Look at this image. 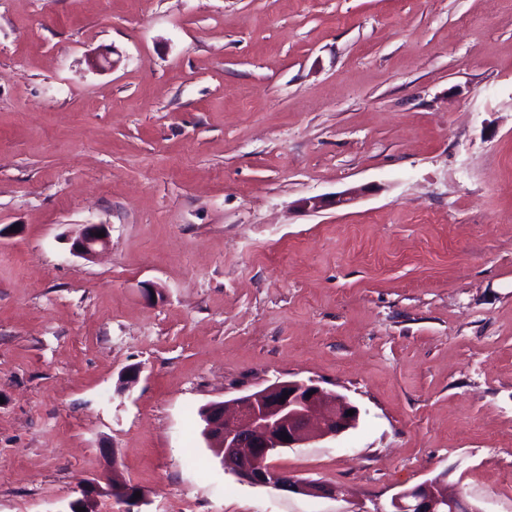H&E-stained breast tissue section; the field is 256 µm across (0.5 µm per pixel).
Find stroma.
Here are the masks:
<instances>
[{"instance_id":"35a3bbf8","label":"stroma","mask_w":512,"mask_h":512,"mask_svg":"<svg viewBox=\"0 0 512 512\" xmlns=\"http://www.w3.org/2000/svg\"><path fill=\"white\" fill-rule=\"evenodd\" d=\"M278 380L359 407L271 459L347 496L201 437ZM113 470L139 512H388L443 472L512 512V0H0V512ZM357 191H345L329 197H312L302 201L301 206L308 210L318 211L330 207H342L357 199ZM104 232V237H96V233ZM110 241V231L105 224H86L79 235L69 240V251L72 255L92 259L104 250Z\"/></svg>"}]
</instances>
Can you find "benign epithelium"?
I'll return each instance as SVG.
<instances>
[{
  "label": "benign epithelium",
  "mask_w": 512,
  "mask_h": 512,
  "mask_svg": "<svg viewBox=\"0 0 512 512\" xmlns=\"http://www.w3.org/2000/svg\"><path fill=\"white\" fill-rule=\"evenodd\" d=\"M355 191L329 197H312L301 206L318 211L342 207L357 199ZM105 236L99 237L97 233ZM110 241L109 226L86 224L79 235L69 240L72 255L91 259L105 249ZM234 412L227 414L226 403L206 405L202 436L214 449L225 471L254 486L278 491L328 498H342L347 490L336 484L297 477L274 468L269 459L282 448H298L312 438H336L355 428L360 410L345 396L327 392L309 381H276L267 387L231 400ZM354 414H348V410ZM289 441H283L284 436ZM448 473H441L412 488L400 491L391 501L390 512H480L448 492ZM139 488L120 477L108 479V493L134 512L142 499L134 498ZM94 485L81 490V497L72 501L68 512L82 507L95 512Z\"/></svg>",
  "instance_id": "obj_1"
}]
</instances>
